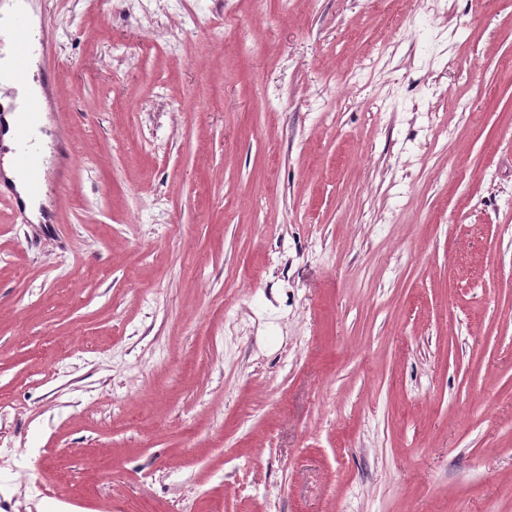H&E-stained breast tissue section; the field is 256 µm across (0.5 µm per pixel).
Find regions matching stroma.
Returning a JSON list of instances; mask_svg holds the SVG:
<instances>
[{"label":"stroma","mask_w":512,"mask_h":512,"mask_svg":"<svg viewBox=\"0 0 512 512\" xmlns=\"http://www.w3.org/2000/svg\"><path fill=\"white\" fill-rule=\"evenodd\" d=\"M38 4L0 512H512V0ZM42 112V101L38 97L30 96L24 100L15 119L16 149L12 162L14 168L25 178L28 190L33 195L42 191L46 179L42 156L33 147V132ZM45 112L42 115V127L47 123Z\"/></svg>","instance_id":"35a3bbf8"}]
</instances>
